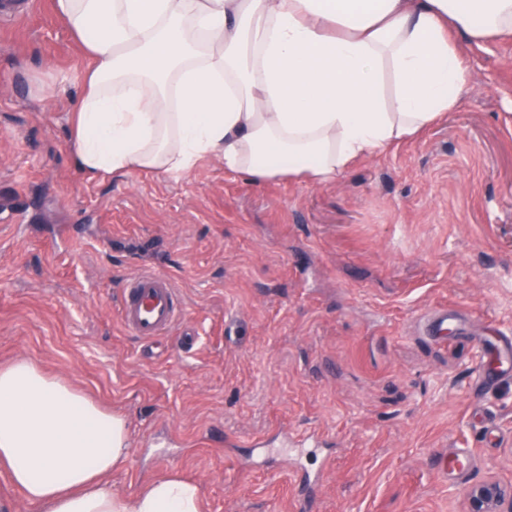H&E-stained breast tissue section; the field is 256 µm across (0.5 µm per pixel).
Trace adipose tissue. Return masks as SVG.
Wrapping results in <instances>:
<instances>
[{
  "label": "adipose tissue",
  "mask_w": 512,
  "mask_h": 512,
  "mask_svg": "<svg viewBox=\"0 0 512 512\" xmlns=\"http://www.w3.org/2000/svg\"><path fill=\"white\" fill-rule=\"evenodd\" d=\"M94 58L72 110L85 175H186L206 157L262 182H335L468 92L461 41L512 37V0H56ZM125 418L22 359L0 368V471L33 512H200L177 476L105 477Z\"/></svg>",
  "instance_id": "1"
}]
</instances>
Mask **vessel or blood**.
Here are the masks:
<instances>
[{
  "label": "vessel or blood",
  "instance_id": "1",
  "mask_svg": "<svg viewBox=\"0 0 512 512\" xmlns=\"http://www.w3.org/2000/svg\"><path fill=\"white\" fill-rule=\"evenodd\" d=\"M188 314L180 299L172 277L159 271H141L126 282L119 304V316L130 333L146 341H154L167 335ZM459 317L449 314L447 308L433 311L424 325L426 335L445 340L449 329H462ZM482 345L490 363L504 365L512 361V341L483 340ZM490 363H478L477 382L489 377ZM476 467V459L468 448H451L433 457V470L444 481L460 483L466 480Z\"/></svg>",
  "mask_w": 512,
  "mask_h": 512
}]
</instances>
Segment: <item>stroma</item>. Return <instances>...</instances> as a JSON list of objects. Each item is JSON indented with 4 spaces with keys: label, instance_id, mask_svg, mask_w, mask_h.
Masks as SVG:
<instances>
[{
    "label": "stroma",
    "instance_id": "obj_1",
    "mask_svg": "<svg viewBox=\"0 0 512 512\" xmlns=\"http://www.w3.org/2000/svg\"><path fill=\"white\" fill-rule=\"evenodd\" d=\"M32 2L0 25V366L32 359L126 418L109 487L179 474L201 512H294L305 474L311 512H465L469 482L512 487V377L471 387L477 338L512 340V39L464 47L456 110L335 183L217 159L91 180L69 123L89 57ZM143 270L188 309L154 342L118 314ZM444 306L469 332L436 343L418 323ZM282 428L323 435L334 467ZM442 448L472 450L469 482L438 478Z\"/></svg>",
    "mask_w": 512,
    "mask_h": 512
}]
</instances>
